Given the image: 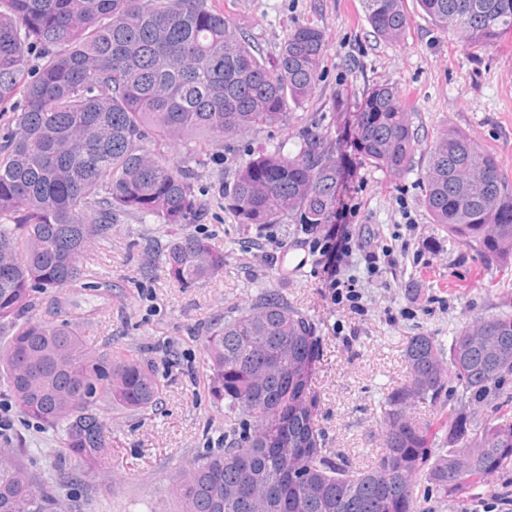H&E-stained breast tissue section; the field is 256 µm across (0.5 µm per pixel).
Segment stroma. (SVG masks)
<instances>
[{
	"mask_svg": "<svg viewBox=\"0 0 512 512\" xmlns=\"http://www.w3.org/2000/svg\"><path fill=\"white\" fill-rule=\"evenodd\" d=\"M265 57L277 53L298 23L320 27L325 59L317 91L282 128L262 127L227 145L209 144L189 159L180 142L164 145L173 160L187 159L196 185L212 201L206 223L193 233L210 236L224 253V271L183 288L169 281L161 252L170 234L132 215L121 217L107 242L82 257V286L41 297L40 313L66 321L89 349L138 351L161 390L158 404L141 414L115 411L108 423L112 455L79 485L60 483L59 439L24 419L0 384V409L12 423L35 471L54 483L62 512H175L179 478L208 451L224 445V408L208 392L203 342L225 316L247 306L262 289L283 290L310 316L324 341L315 376L318 422L327 447L344 450L365 466L381 448L386 396L405 374L403 339L418 332L448 342L470 318L512 313V267L486 266L471 248L450 245L422 205L416 153L399 176L353 163L330 244L296 246L287 226L237 224L224 208L225 183L254 151L282 146L331 121L337 92L361 96L376 84L397 88L422 141L456 127L494 153L512 179V31L488 48L468 49L432 26L410 0L403 39L374 34L360 0H212ZM392 252L393 264L370 269L358 240ZM307 264L290 273L284 247ZM339 262L353 290L332 287L329 261ZM424 512H512V473L487 478L448 500L418 485Z\"/></svg>",
	"mask_w": 512,
	"mask_h": 512,
	"instance_id": "stroma-1",
	"label": "stroma"
}]
</instances>
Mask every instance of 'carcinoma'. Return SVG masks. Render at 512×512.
<instances>
[{"label":"carcinoma","instance_id":"carcinoma-1","mask_svg":"<svg viewBox=\"0 0 512 512\" xmlns=\"http://www.w3.org/2000/svg\"><path fill=\"white\" fill-rule=\"evenodd\" d=\"M466 46L512 30V0H416ZM374 33L404 37L407 0H360ZM323 30L290 29L272 59L258 55L209 0H0V369L19 412L62 433L64 455L105 466L104 406L143 412L159 400L134 355L91 353L70 325L37 315L38 295L75 288L82 254L107 241L124 214L176 228L164 252L170 279L193 285L224 270V252L188 232L208 214L191 169L146 148L179 140L193 156L212 141L285 125L315 93ZM298 150L250 154L224 186L237 223L288 221L317 238L336 223L344 153L394 175L419 148L398 91L375 85L336 94L332 123L299 134ZM423 204L448 242L512 265V180L497 157L450 128L425 149ZM323 341L314 320L279 290H264L204 340L208 389L224 403V449L176 486L178 512H419L424 481L457 497L477 479L512 471V419H478L461 403L431 431L410 418L462 388L496 411L512 400V314L477 317L448 348L420 332L404 340L406 374L387 394L382 448L364 468L328 448L313 378ZM280 440L279 454L267 448ZM0 512H58L53 485L25 449L0 444Z\"/></svg>","mask_w":512,"mask_h":512}]
</instances>
